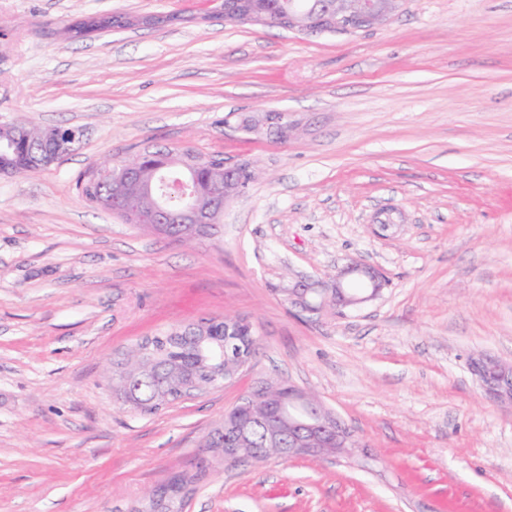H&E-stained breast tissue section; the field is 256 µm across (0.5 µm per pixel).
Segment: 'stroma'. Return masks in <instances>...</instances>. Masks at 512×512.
<instances>
[{"label": "stroma", "mask_w": 512, "mask_h": 512, "mask_svg": "<svg viewBox=\"0 0 512 512\" xmlns=\"http://www.w3.org/2000/svg\"><path fill=\"white\" fill-rule=\"evenodd\" d=\"M106 14L145 23L61 34ZM0 18V126L84 132L0 176V512H145L269 377L359 448L214 465L184 512H512V404L469 369L512 364V0H401L335 34L228 24L222 0H0ZM259 112L294 131L243 132ZM145 147L261 175L215 236L180 243L77 189ZM353 259L381 270L378 298L310 317L286 301L289 278ZM225 314L260 338L237 382L154 415L116 402L112 367L142 337Z\"/></svg>", "instance_id": "1"}]
</instances>
